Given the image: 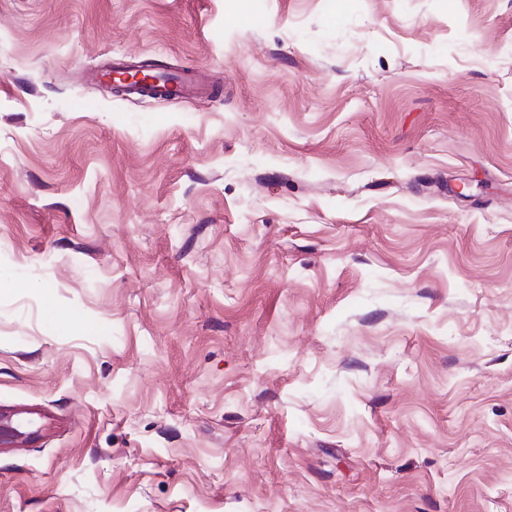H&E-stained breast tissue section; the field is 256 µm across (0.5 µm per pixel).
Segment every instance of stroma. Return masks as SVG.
Masks as SVG:
<instances>
[{
    "instance_id": "stroma-1",
    "label": "stroma",
    "mask_w": 512,
    "mask_h": 512,
    "mask_svg": "<svg viewBox=\"0 0 512 512\" xmlns=\"http://www.w3.org/2000/svg\"><path fill=\"white\" fill-rule=\"evenodd\" d=\"M246 3L0 0V512H512V0ZM163 79H158L161 88L169 99H181L210 93V88L203 81L190 74L163 73Z\"/></svg>"
}]
</instances>
